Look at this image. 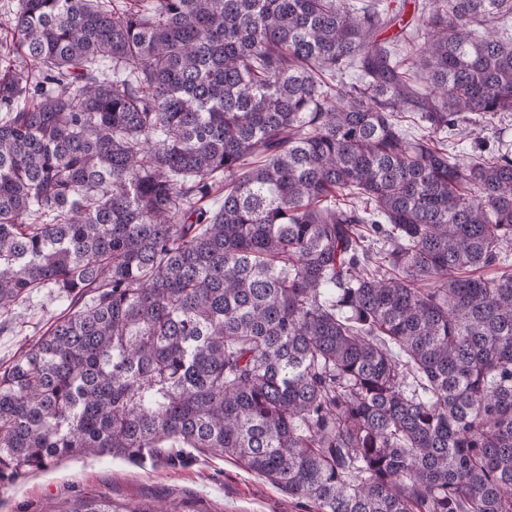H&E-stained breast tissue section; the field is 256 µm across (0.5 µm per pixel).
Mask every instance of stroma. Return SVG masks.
<instances>
[{
	"label": "stroma",
	"mask_w": 512,
	"mask_h": 512,
	"mask_svg": "<svg viewBox=\"0 0 512 512\" xmlns=\"http://www.w3.org/2000/svg\"><path fill=\"white\" fill-rule=\"evenodd\" d=\"M64 310L55 294L43 289L10 311L13 330L0 335V365H8ZM78 497H106L154 512H310L304 500L288 497L265 478L215 454L146 467L118 460H67L0 488V512H62Z\"/></svg>",
	"instance_id": "1"
}]
</instances>
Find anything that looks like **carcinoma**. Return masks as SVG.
Instances as JSON below:
<instances>
[{"label":"carcinoma","instance_id":"1","mask_svg":"<svg viewBox=\"0 0 512 512\" xmlns=\"http://www.w3.org/2000/svg\"><path fill=\"white\" fill-rule=\"evenodd\" d=\"M429 5L404 65L380 0H16L0 311L68 310L0 370L1 487L213 453L312 512H512V152L440 144L512 116V0Z\"/></svg>","mask_w":512,"mask_h":512}]
</instances>
